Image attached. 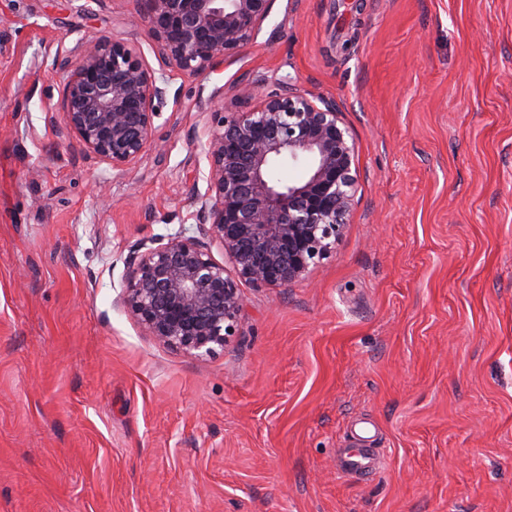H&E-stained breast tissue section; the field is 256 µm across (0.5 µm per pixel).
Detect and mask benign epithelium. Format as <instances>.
<instances>
[{
  "label": "benign epithelium",
  "instance_id": "obj_1",
  "mask_svg": "<svg viewBox=\"0 0 512 512\" xmlns=\"http://www.w3.org/2000/svg\"><path fill=\"white\" fill-rule=\"evenodd\" d=\"M273 2L147 0L144 19L167 66L198 73L253 42ZM73 53L54 62L65 76L67 137L119 171L160 149L154 103L168 94L167 74L120 37L82 38ZM245 95L253 107L212 112L205 126L207 187L191 192L198 235L145 247L119 297L149 335L190 355L236 335L239 284L286 288L329 258L355 203L356 146L336 101L297 90L289 77ZM286 160L306 166L304 180H273Z\"/></svg>",
  "mask_w": 512,
  "mask_h": 512
}]
</instances>
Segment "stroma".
<instances>
[{"instance_id":"35a3bbf8","label":"stroma","mask_w":512,"mask_h":512,"mask_svg":"<svg viewBox=\"0 0 512 512\" xmlns=\"http://www.w3.org/2000/svg\"><path fill=\"white\" fill-rule=\"evenodd\" d=\"M143 11L0 0V512H512V0H275L220 68L167 71L162 151L116 171L59 135L52 63L113 35L164 69ZM286 76L353 132L350 222L243 285L225 347L164 345L117 302L128 258L196 234L208 111ZM364 429L351 433L344 448H338L340 471L352 478H367L374 474L381 464L382 448L373 447Z\"/></svg>"}]
</instances>
